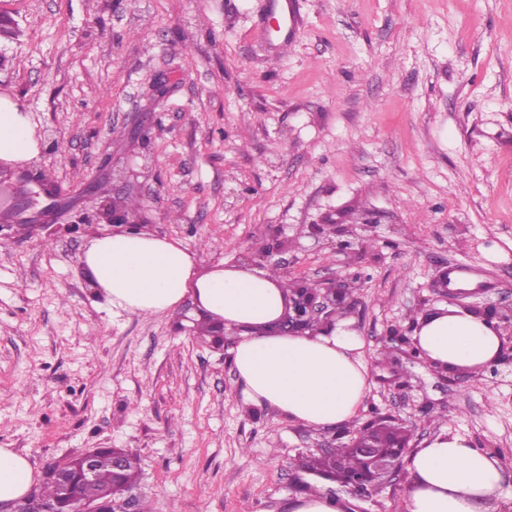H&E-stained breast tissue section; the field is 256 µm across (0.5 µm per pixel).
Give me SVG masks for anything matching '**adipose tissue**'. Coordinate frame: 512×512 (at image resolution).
Listing matches in <instances>:
<instances>
[{
	"instance_id": "adipose-tissue-1",
	"label": "adipose tissue",
	"mask_w": 512,
	"mask_h": 512,
	"mask_svg": "<svg viewBox=\"0 0 512 512\" xmlns=\"http://www.w3.org/2000/svg\"><path fill=\"white\" fill-rule=\"evenodd\" d=\"M40 144L27 116L0 99V161L35 159ZM82 262L113 308L156 315L192 299L199 312L237 330L231 360L248 400L317 429L355 421L369 389L361 341L347 324L298 334L274 329L285 306L280 278L244 266L199 271L181 241L140 229L91 238ZM506 341L496 321L459 307L420 315L413 343L428 365L476 371ZM407 512H492L502 481L484 448L440 433L409 460ZM37 477L27 455L0 448V504L29 494Z\"/></svg>"
}]
</instances>
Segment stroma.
Instances as JSON below:
<instances>
[{
    "label": "stroma",
    "instance_id": "1",
    "mask_svg": "<svg viewBox=\"0 0 512 512\" xmlns=\"http://www.w3.org/2000/svg\"><path fill=\"white\" fill-rule=\"evenodd\" d=\"M294 2L276 51L259 33L268 0H0L19 27L0 42V96L53 131L59 149L41 142L29 166L77 209L93 180L201 269L363 273L339 315L371 369L360 421L376 408L412 448L445 431L488 449L495 512H512V348L493 374L408 354L449 267L475 281L462 304H512V0ZM108 230L0 242V447L42 478L128 449L152 512H291L310 479L293 459L349 434L247 402L228 349L189 334L192 300L114 311L80 262ZM411 482L402 468L349 512H405Z\"/></svg>",
    "mask_w": 512,
    "mask_h": 512
}]
</instances>
